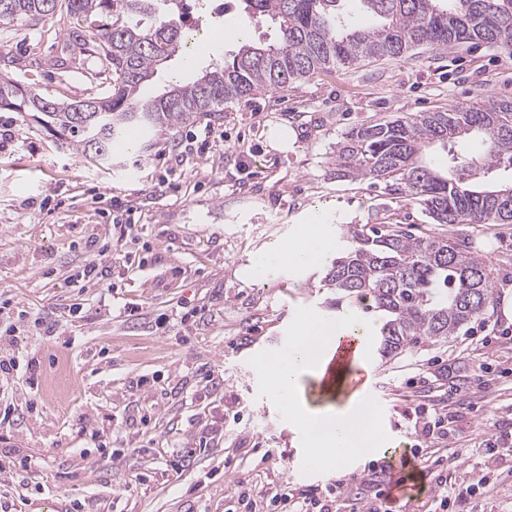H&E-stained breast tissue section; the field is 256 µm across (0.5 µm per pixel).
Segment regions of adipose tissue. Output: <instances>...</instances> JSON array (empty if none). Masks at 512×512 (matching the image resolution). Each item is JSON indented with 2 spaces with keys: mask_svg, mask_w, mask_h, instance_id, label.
Wrapping results in <instances>:
<instances>
[{
  "mask_svg": "<svg viewBox=\"0 0 512 512\" xmlns=\"http://www.w3.org/2000/svg\"><path fill=\"white\" fill-rule=\"evenodd\" d=\"M302 248L284 247L276 256L277 261L293 266L329 262L327 248L329 236L326 225L312 223L304 230ZM357 324L349 320L342 325H330L321 320L304 321L302 339L289 346L286 356L277 359L272 392L275 397H288L285 411L287 419L298 425L308 440L323 448L336 464L355 455H369L383 445L377 424H364L363 418L372 413L369 402L363 400L339 404L335 402L312 409L298 402L295 394L304 376L321 377L322 369L335 348L339 332H354Z\"/></svg>",
  "mask_w": 512,
  "mask_h": 512,
  "instance_id": "obj_1",
  "label": "adipose tissue"
}]
</instances>
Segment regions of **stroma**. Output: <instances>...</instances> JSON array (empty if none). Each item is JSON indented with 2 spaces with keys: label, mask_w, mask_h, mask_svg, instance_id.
<instances>
[{
  "label": "stroma",
  "mask_w": 512,
  "mask_h": 512,
  "mask_svg": "<svg viewBox=\"0 0 512 512\" xmlns=\"http://www.w3.org/2000/svg\"><path fill=\"white\" fill-rule=\"evenodd\" d=\"M224 39L186 71L195 78L234 49L237 32L267 38L271 22L221 18ZM78 23L0 22V75L53 100L95 97L107 65L70 44ZM512 97V56L485 44L418 46L400 59L334 66L297 86L225 104L223 119L151 133L141 161L89 163L33 117L0 109V353L19 368L0 387V512H256L271 493L336 483L285 453L303 445L270 393L268 366L297 321L337 322L321 265L244 277V265L299 244L311 217L334 225L397 223L443 234L400 186L337 177L336 143L350 128ZM288 132L275 149L271 134ZM129 225L121 234L120 225ZM497 294L489 321L467 335L384 362L372 358L371 401L385 448L355 458L347 477L388 466L410 448L441 458L436 474L408 468L415 512H434L436 476L458 512H512V224L482 230ZM96 263L97 284L78 276ZM138 307L129 317L126 304ZM482 376L487 391L457 410V437L416 441L415 412L447 410L449 385ZM219 435L205 450L204 432ZM192 448L177 468L170 453ZM485 487H476L479 477Z\"/></svg>",
  "instance_id": "stroma-1"
}]
</instances>
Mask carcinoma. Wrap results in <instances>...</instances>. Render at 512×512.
<instances>
[{"instance_id":"carcinoma-1","label":"carcinoma","mask_w":512,"mask_h":512,"mask_svg":"<svg viewBox=\"0 0 512 512\" xmlns=\"http://www.w3.org/2000/svg\"><path fill=\"white\" fill-rule=\"evenodd\" d=\"M248 18L267 17L274 42L243 40L201 77L145 89L158 66L179 56L190 39L185 0H0V20L33 24L64 13L84 24L108 63L111 88L102 97L58 102L8 75L0 76V108L37 112L53 135L95 163L112 161L113 142L132 125L152 132L218 118L224 104L284 90L332 66L397 58L414 47L478 41L512 54V0H239ZM356 12L372 18L367 26ZM486 95L445 111L381 117L354 126L336 143V174L401 185L446 235H412L400 224H355L345 248L326 263L324 287L336 309H362L373 322L378 354L387 360L424 343H446L468 331L495 303L491 264L460 227L512 224V180L493 174L512 168V111ZM471 137L485 143L469 154ZM439 146V170L427 160Z\"/></svg>"}]
</instances>
